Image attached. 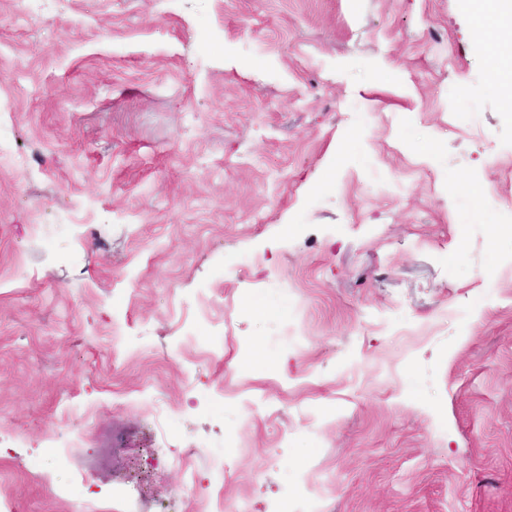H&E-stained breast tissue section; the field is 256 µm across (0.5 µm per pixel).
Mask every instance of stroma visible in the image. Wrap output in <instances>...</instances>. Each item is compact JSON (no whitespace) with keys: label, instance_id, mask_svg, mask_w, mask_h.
I'll list each match as a JSON object with an SVG mask.
<instances>
[{"label":"stroma","instance_id":"35a3bbf8","mask_svg":"<svg viewBox=\"0 0 512 512\" xmlns=\"http://www.w3.org/2000/svg\"><path fill=\"white\" fill-rule=\"evenodd\" d=\"M477 24L463 0H0V152L28 162L0 164V512L115 487L512 512V110ZM211 442L221 481L182 497Z\"/></svg>","mask_w":512,"mask_h":512}]
</instances>
